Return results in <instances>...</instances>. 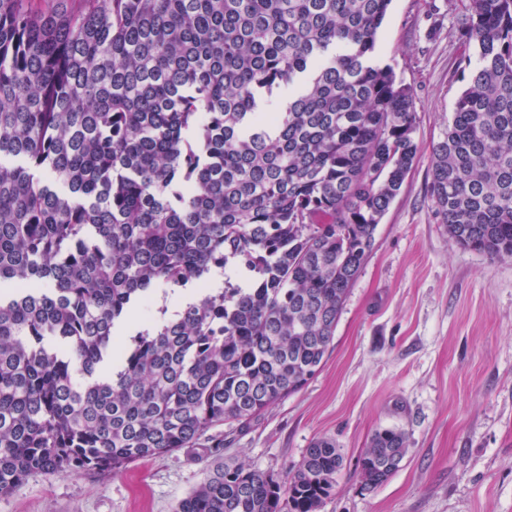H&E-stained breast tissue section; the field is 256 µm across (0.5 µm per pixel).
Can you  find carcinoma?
Segmentation results:
<instances>
[{
    "mask_svg": "<svg viewBox=\"0 0 512 512\" xmlns=\"http://www.w3.org/2000/svg\"><path fill=\"white\" fill-rule=\"evenodd\" d=\"M461 2L476 52L429 194L456 244L511 259L512 0ZM390 3L0 0V495L246 429L320 370L420 152L374 61ZM409 447L376 431L361 483ZM342 467L327 437L283 477L217 458L173 512H319Z\"/></svg>",
    "mask_w": 512,
    "mask_h": 512,
    "instance_id": "1",
    "label": "carcinoma"
}]
</instances>
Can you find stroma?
<instances>
[{
    "instance_id": "1",
    "label": "stroma",
    "mask_w": 512,
    "mask_h": 512,
    "mask_svg": "<svg viewBox=\"0 0 512 512\" xmlns=\"http://www.w3.org/2000/svg\"><path fill=\"white\" fill-rule=\"evenodd\" d=\"M460 0H392L376 59L415 95L421 151L375 234L336 326L334 350L302 389L224 446L184 448L119 470L35 473L0 512H173L214 457L284 474L310 443L343 457L320 512H512V259L466 250L428 193L430 147L442 139L469 73ZM410 448L377 488L358 459L381 428Z\"/></svg>"
}]
</instances>
